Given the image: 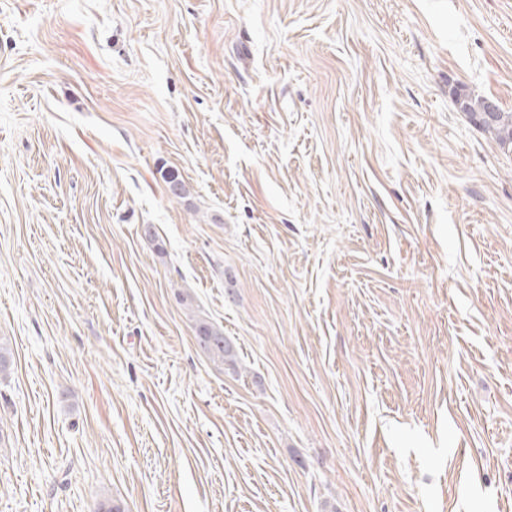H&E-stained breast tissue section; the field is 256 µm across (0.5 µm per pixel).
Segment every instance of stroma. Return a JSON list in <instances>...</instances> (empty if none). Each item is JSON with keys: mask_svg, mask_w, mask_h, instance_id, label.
Listing matches in <instances>:
<instances>
[{"mask_svg": "<svg viewBox=\"0 0 512 512\" xmlns=\"http://www.w3.org/2000/svg\"><path fill=\"white\" fill-rule=\"evenodd\" d=\"M461 90L512 112V0H0V512H512ZM196 327L199 343L212 360H217L221 363L227 360L233 362L235 358L233 347L224 338V331L219 326L206 319H202L197 321Z\"/></svg>", "mask_w": 512, "mask_h": 512, "instance_id": "stroma-1", "label": "stroma"}]
</instances>
